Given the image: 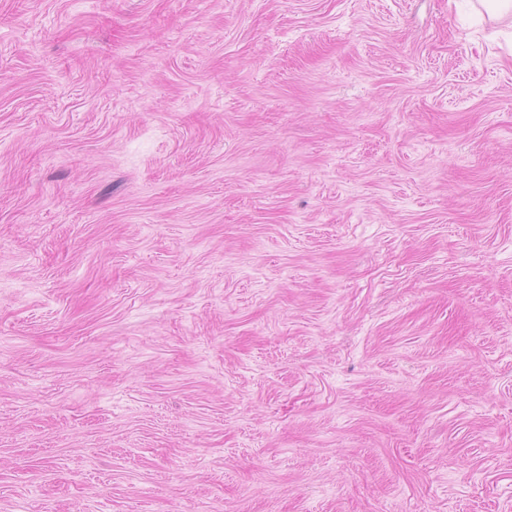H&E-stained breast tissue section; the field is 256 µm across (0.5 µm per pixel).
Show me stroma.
Masks as SVG:
<instances>
[{"label": "stroma", "instance_id": "1", "mask_svg": "<svg viewBox=\"0 0 512 512\" xmlns=\"http://www.w3.org/2000/svg\"><path fill=\"white\" fill-rule=\"evenodd\" d=\"M0 512H512V16L0 0Z\"/></svg>", "mask_w": 512, "mask_h": 512}]
</instances>
